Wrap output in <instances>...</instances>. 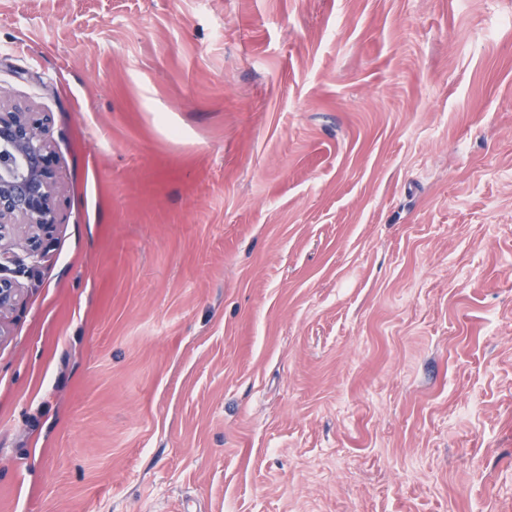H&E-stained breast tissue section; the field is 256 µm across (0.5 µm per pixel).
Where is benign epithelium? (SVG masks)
I'll list each match as a JSON object with an SVG mask.
<instances>
[{
	"instance_id": "benign-epithelium-1",
	"label": "benign epithelium",
	"mask_w": 512,
	"mask_h": 512,
	"mask_svg": "<svg viewBox=\"0 0 512 512\" xmlns=\"http://www.w3.org/2000/svg\"><path fill=\"white\" fill-rule=\"evenodd\" d=\"M55 157L48 118L0 100V270L11 261L9 245L26 235L28 258L39 262L57 224ZM15 280L0 276V315L18 301Z\"/></svg>"
}]
</instances>
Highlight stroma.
Returning <instances> with one entry per match:
<instances>
[{
	"mask_svg": "<svg viewBox=\"0 0 512 512\" xmlns=\"http://www.w3.org/2000/svg\"><path fill=\"white\" fill-rule=\"evenodd\" d=\"M0 95V512H512V0H0ZM56 193L48 118L5 106L0 95V270L11 261L8 246L19 233L33 263L45 256L57 224Z\"/></svg>",
	"mask_w": 512,
	"mask_h": 512,
	"instance_id": "35a3bbf8",
	"label": "stroma"
}]
</instances>
